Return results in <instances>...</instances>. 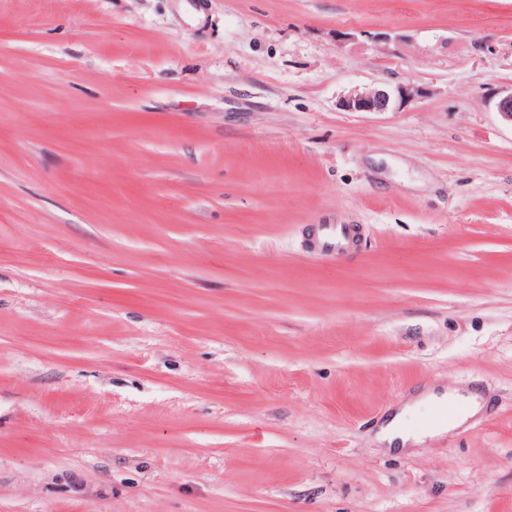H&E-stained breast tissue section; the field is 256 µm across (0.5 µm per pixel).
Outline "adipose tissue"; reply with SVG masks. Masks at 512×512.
Instances as JSON below:
<instances>
[{
    "label": "adipose tissue",
    "instance_id": "obj_1",
    "mask_svg": "<svg viewBox=\"0 0 512 512\" xmlns=\"http://www.w3.org/2000/svg\"><path fill=\"white\" fill-rule=\"evenodd\" d=\"M448 401L468 403L469 412L473 415L479 413L482 409L481 398L474 391L470 390L463 393L455 389L446 391L432 388L419 399L418 403L408 404L396 410L389 420L379 427L376 433L378 442L386 446L387 450L401 451L420 445L424 437L444 434L446 428L442 425L425 426L418 434L408 432L404 429V421L410 412L416 411L417 407L421 406L430 410Z\"/></svg>",
    "mask_w": 512,
    "mask_h": 512
}]
</instances>
